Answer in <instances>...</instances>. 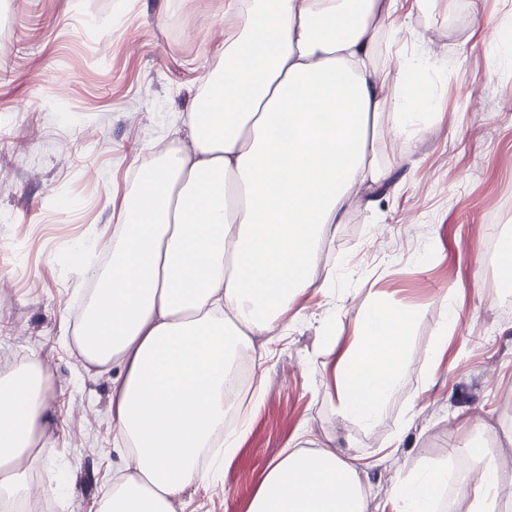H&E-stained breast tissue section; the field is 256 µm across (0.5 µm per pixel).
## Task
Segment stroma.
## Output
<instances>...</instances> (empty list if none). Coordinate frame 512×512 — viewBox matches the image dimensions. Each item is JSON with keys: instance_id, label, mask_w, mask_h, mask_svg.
<instances>
[{"instance_id": "obj_1", "label": "stroma", "mask_w": 512, "mask_h": 512, "mask_svg": "<svg viewBox=\"0 0 512 512\" xmlns=\"http://www.w3.org/2000/svg\"><path fill=\"white\" fill-rule=\"evenodd\" d=\"M0 372L40 360L58 414L44 459L26 463L47 512H94L121 456L112 443V374L70 342L92 276L72 270L73 242L93 250L92 226L115 224L136 160L172 140L235 18L224 0H0ZM512 0H402L390 45L427 55L434 116L414 138L383 137L392 171L372 205L355 201L332 225L317 268L330 294L297 301L271 352L261 403L217 482L189 490L175 512H247L268 465L305 435L350 446L363 459L368 512H393L394 485L451 463L446 512H469L463 494L476 463L458 446L475 417L494 431L486 456L512 483V288L488 255L512 236V66L483 48ZM410 306L411 352L401 386L375 427L343 421L326 373L375 296ZM456 322L444 326L447 316ZM336 339L325 347L323 336ZM63 460L66 473L55 462ZM75 492L59 499V476Z\"/></svg>"}]
</instances>
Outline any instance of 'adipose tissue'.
I'll list each match as a JSON object with an SVG mask.
<instances>
[{
    "label": "adipose tissue",
    "instance_id": "1",
    "mask_svg": "<svg viewBox=\"0 0 512 512\" xmlns=\"http://www.w3.org/2000/svg\"><path fill=\"white\" fill-rule=\"evenodd\" d=\"M399 0H228L239 19L178 128L144 157L118 204L111 257L74 330L83 359L113 369L109 418L122 463L95 512H174L232 457L226 389L239 353L270 336L298 298L328 293L313 267L357 191L389 173L381 131L429 125L427 58L397 71L376 63ZM397 84L402 93L388 98ZM395 121L383 127L385 114ZM410 307L385 300L358 313L359 334L325 383L338 415L375 426L397 393L409 352ZM41 362L0 373V512L32 490L21 461L39 460L55 409ZM478 420L462 450L481 462L470 512H496L497 475ZM448 471L393 489L396 512H434ZM249 512H367L361 469L335 449L294 445L271 463Z\"/></svg>",
    "mask_w": 512,
    "mask_h": 512
}]
</instances>
